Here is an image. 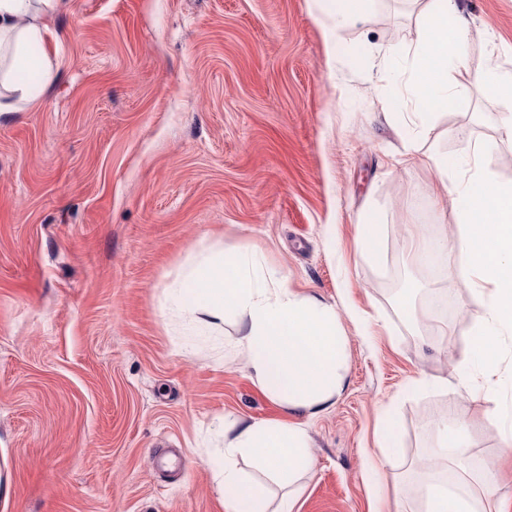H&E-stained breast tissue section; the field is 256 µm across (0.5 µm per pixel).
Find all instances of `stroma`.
Returning a JSON list of instances; mask_svg holds the SVG:
<instances>
[{
    "label": "stroma",
    "mask_w": 512,
    "mask_h": 512,
    "mask_svg": "<svg viewBox=\"0 0 512 512\" xmlns=\"http://www.w3.org/2000/svg\"><path fill=\"white\" fill-rule=\"evenodd\" d=\"M469 20L450 81L465 106L406 126L385 64L413 43L420 5L372 0L336 26V0H59L43 98L0 114V512H226L224 427L287 421L234 345L237 327L187 335L165 302L209 246L253 256L336 302L344 386L307 418L314 465L294 512H377L454 415L477 455L505 459L485 413L493 387L453 369L483 307L415 264L410 231H456L409 142L463 159L491 147L505 103L472 76L512 72V0H456ZM364 224L381 229L376 261ZM424 289L418 318L401 285ZM395 449L377 440L385 416Z\"/></svg>",
    "instance_id": "obj_1"
}]
</instances>
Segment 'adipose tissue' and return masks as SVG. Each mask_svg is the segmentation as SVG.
I'll use <instances>...</instances> for the list:
<instances>
[{"label":"adipose tissue","instance_id":"ef3b65f1","mask_svg":"<svg viewBox=\"0 0 512 512\" xmlns=\"http://www.w3.org/2000/svg\"><path fill=\"white\" fill-rule=\"evenodd\" d=\"M58 0H0V113L18 112L41 100L53 77V63L35 46L46 39L45 16ZM468 20L455 0H428L420 13L405 82L417 118L460 103L448 81L462 64ZM474 167L456 179L454 161L429 154L422 163L436 172L438 198L455 204L454 237L418 234L411 240L415 258L453 254L449 277L466 283L483 307L464 339L459 376L500 372L499 342L512 335V181L495 180L482 160L484 143L473 147ZM167 301L187 310L191 328L203 335L224 327L226 317L238 326L236 346L247 353L261 389L288 411L295 422L244 421L224 431V507L226 512H264L262 491L248 483L237 457H258L266 469L289 484L313 463L305 418L333 403L345 380L346 338L335 303L290 288L275 272L256 274L243 255L216 247L185 271ZM498 470L491 467L451 482L424 483L423 512H512L496 496Z\"/></svg>","mask_w":512,"mask_h":512}]
</instances>
